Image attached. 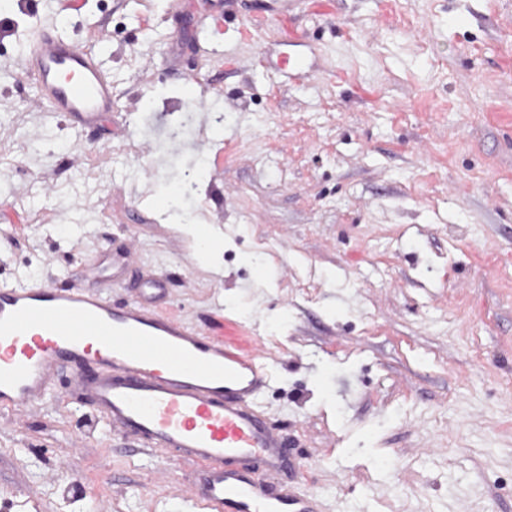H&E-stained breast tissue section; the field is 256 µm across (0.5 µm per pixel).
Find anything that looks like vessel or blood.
Returning a JSON list of instances; mask_svg holds the SVG:
<instances>
[{
    "label": "vessel or blood",
    "instance_id": "b4317fda",
    "mask_svg": "<svg viewBox=\"0 0 512 512\" xmlns=\"http://www.w3.org/2000/svg\"><path fill=\"white\" fill-rule=\"evenodd\" d=\"M22 67L46 109L71 124L116 108L96 42L40 32ZM164 293L158 278L120 305L90 287L1 284L0 409L25 412L67 373L113 432L190 463V497L207 512H318L312 495L280 480L288 443L258 402L267 363L160 312Z\"/></svg>",
    "mask_w": 512,
    "mask_h": 512
}]
</instances>
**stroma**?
<instances>
[{
    "label": "stroma",
    "instance_id": "stroma-1",
    "mask_svg": "<svg viewBox=\"0 0 512 512\" xmlns=\"http://www.w3.org/2000/svg\"><path fill=\"white\" fill-rule=\"evenodd\" d=\"M1 18L0 282L84 286L127 246L103 295L160 275L163 312L264 344L282 480L320 512H512V0H0ZM47 27L102 37L100 125L27 82ZM290 36L306 74L280 63ZM93 416L62 387L0 411V512H201L189 464ZM193 235L201 259L211 258L215 253V239L212 229L208 224H191L188 225Z\"/></svg>",
    "mask_w": 512,
    "mask_h": 512
}]
</instances>
